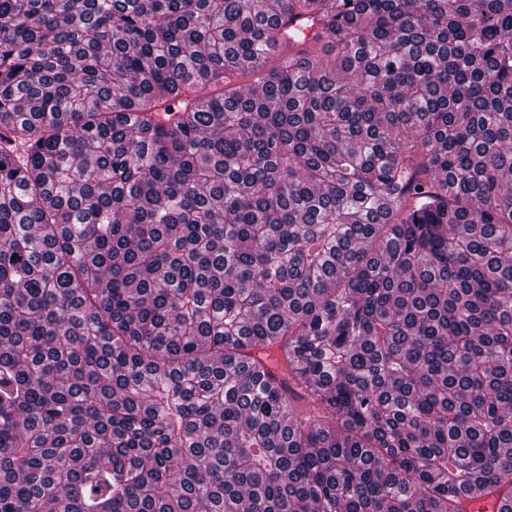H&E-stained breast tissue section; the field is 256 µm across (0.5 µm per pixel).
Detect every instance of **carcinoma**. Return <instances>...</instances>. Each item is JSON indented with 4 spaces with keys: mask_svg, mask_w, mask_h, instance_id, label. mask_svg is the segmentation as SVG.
<instances>
[{
    "mask_svg": "<svg viewBox=\"0 0 512 512\" xmlns=\"http://www.w3.org/2000/svg\"><path fill=\"white\" fill-rule=\"evenodd\" d=\"M511 177L512 0H0V512L511 502Z\"/></svg>",
    "mask_w": 512,
    "mask_h": 512,
    "instance_id": "1",
    "label": "carcinoma"
}]
</instances>
